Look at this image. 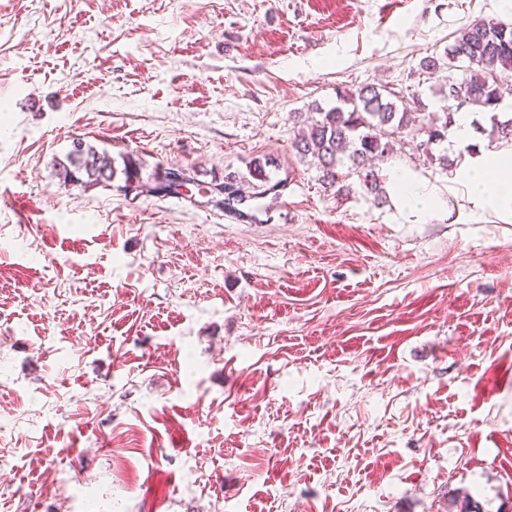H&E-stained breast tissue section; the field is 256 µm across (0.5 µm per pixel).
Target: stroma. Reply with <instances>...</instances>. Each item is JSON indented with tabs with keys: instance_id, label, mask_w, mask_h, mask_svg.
<instances>
[{
	"instance_id": "1",
	"label": "stroma",
	"mask_w": 512,
	"mask_h": 512,
	"mask_svg": "<svg viewBox=\"0 0 512 512\" xmlns=\"http://www.w3.org/2000/svg\"><path fill=\"white\" fill-rule=\"evenodd\" d=\"M501 0H0V512H512V223L449 194L463 152L292 148L365 84L443 106ZM211 181L288 173L258 221L64 181L76 141ZM182 444H170L172 436ZM389 179L394 194L411 204L415 210L427 212L435 209L439 204L434 194L423 193L419 185L414 183L404 172L392 170L389 173Z\"/></svg>"
}]
</instances>
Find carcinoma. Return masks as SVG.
<instances>
[{
  "mask_svg": "<svg viewBox=\"0 0 512 512\" xmlns=\"http://www.w3.org/2000/svg\"><path fill=\"white\" fill-rule=\"evenodd\" d=\"M421 69L463 72V77H448L447 88L441 91L443 117L427 114L418 120L406 104H397L381 89L366 84L338 97L336 106L319 110L318 118L298 133L293 142L303 158L312 157L322 172V181L337 183V169L345 164L364 175L371 189H376L378 173L371 162L390 154L394 142L403 135L414 133L423 137L420 147L431 154V146L448 137V128L454 125L455 115L463 108L489 115L492 131L506 140H512V117L499 119L496 110L503 101L505 88L500 74L512 69V24L479 21L463 28L441 57L429 56L420 62ZM124 186L132 184L146 188L164 181L170 174L165 169L144 179L140 164L128 156L123 161ZM274 160L266 158L250 163L248 174L237 171L224 174L221 180L209 182L193 179L192 191L208 196L214 206H224V214L235 218L254 217L241 205L267 197L277 199L287 186V179H274L267 168ZM60 175L66 181L79 182L84 172L94 184L112 186L116 168L112 158L98 153L83 143L74 144L67 162L59 164ZM456 512H482L480 503L467 491H460L453 499Z\"/></svg>",
  "mask_w": 512,
  "mask_h": 512,
  "instance_id": "cac0c4a2",
  "label": "carcinoma"
}]
</instances>
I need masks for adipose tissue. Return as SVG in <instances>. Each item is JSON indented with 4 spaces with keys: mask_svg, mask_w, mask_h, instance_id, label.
Segmentation results:
<instances>
[{
    "mask_svg": "<svg viewBox=\"0 0 512 512\" xmlns=\"http://www.w3.org/2000/svg\"><path fill=\"white\" fill-rule=\"evenodd\" d=\"M448 188L460 193L471 211L512 218V148H477L449 176Z\"/></svg>",
    "mask_w": 512,
    "mask_h": 512,
    "instance_id": "1",
    "label": "adipose tissue"
}]
</instances>
